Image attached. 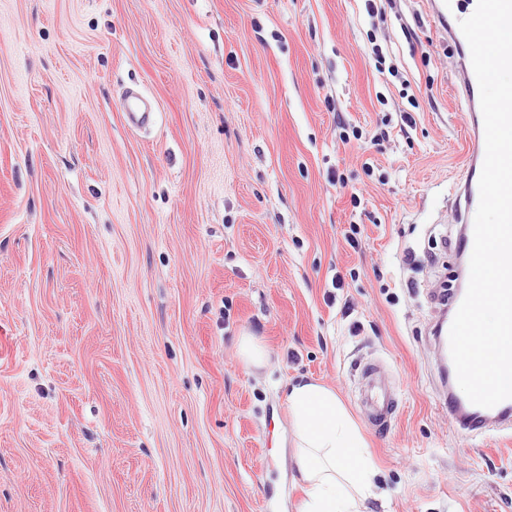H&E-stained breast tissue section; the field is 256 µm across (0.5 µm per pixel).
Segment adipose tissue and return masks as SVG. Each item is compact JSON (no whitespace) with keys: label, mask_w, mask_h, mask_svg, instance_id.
Segmentation results:
<instances>
[{"label":"adipose tissue","mask_w":512,"mask_h":512,"mask_svg":"<svg viewBox=\"0 0 512 512\" xmlns=\"http://www.w3.org/2000/svg\"><path fill=\"white\" fill-rule=\"evenodd\" d=\"M294 463L307 486L301 512H366L375 490V469L364 438L329 388L292 386Z\"/></svg>","instance_id":"ef3b65f1"}]
</instances>
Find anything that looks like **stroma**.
Returning <instances> with one entry per match:
<instances>
[{
  "label": "stroma",
  "mask_w": 512,
  "mask_h": 512,
  "mask_svg": "<svg viewBox=\"0 0 512 512\" xmlns=\"http://www.w3.org/2000/svg\"><path fill=\"white\" fill-rule=\"evenodd\" d=\"M458 83L426 0H0V512H299L307 381L366 438L369 512H512V439L438 394ZM129 123L141 126L149 122L154 116V106L145 96L140 94L130 95L126 101ZM378 372L373 364H364L358 374L363 406L375 425L390 423L393 415L391 396L379 380Z\"/></svg>",
  "instance_id": "obj_1"
}]
</instances>
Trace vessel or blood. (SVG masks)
<instances>
[{"label":"vessel or blood","instance_id":"vessel-or-blood-1","mask_svg":"<svg viewBox=\"0 0 512 512\" xmlns=\"http://www.w3.org/2000/svg\"><path fill=\"white\" fill-rule=\"evenodd\" d=\"M477 0H434L431 6L433 16L447 20V32L450 41L461 44L460 67L463 80L460 91L469 107L472 135L468 147L469 178L459 191V199L463 203L462 225L459 234L460 249L464 254H471L474 244L473 223L479 202L478 181L485 158V131L480 107L479 86L474 74L469 48L464 45L465 38L456 24L450 23L458 7H465L467 12H474ZM128 120L132 126H140L149 122L154 116V106L145 96L135 94L126 101ZM363 395V406L369 420L373 424H387L392 420V399L387 389L378 378V370L374 365H363L358 374ZM448 411L460 420L471 424L487 426H512V399H507L494 407L484 408L470 401L449 400Z\"/></svg>","mask_w":512,"mask_h":512}]
</instances>
